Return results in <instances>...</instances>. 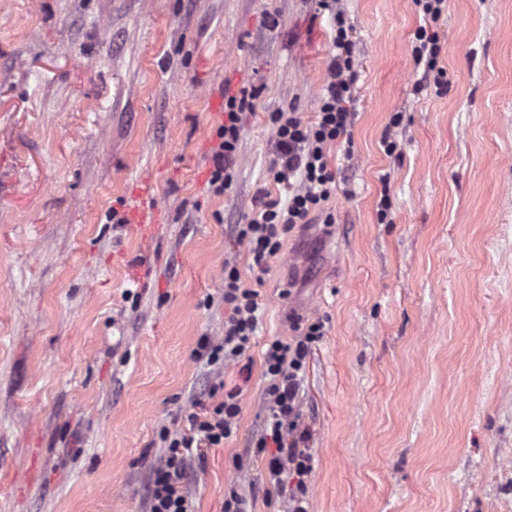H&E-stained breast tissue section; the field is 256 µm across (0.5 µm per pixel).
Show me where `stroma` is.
<instances>
[{"label": "stroma", "instance_id": "35a3bbf8", "mask_svg": "<svg viewBox=\"0 0 512 512\" xmlns=\"http://www.w3.org/2000/svg\"><path fill=\"white\" fill-rule=\"evenodd\" d=\"M338 6L357 81L353 152L330 151L336 222L290 233L259 284L232 227L286 195L267 115L314 116L316 0H0V512H147L160 428L222 383L242 390L238 430L192 461L194 512L230 488L287 512L249 443L266 343L314 319L312 512H512V0H448L420 91L414 0ZM245 87L216 196L215 130ZM145 187L146 233L126 220ZM228 257L263 318L219 377L193 352L224 334ZM253 94L243 88L239 95H225L224 122L218 126L216 136L219 139L212 149V170L208 179L210 192L214 195L224 194L234 182L240 123L242 114L252 106L249 98Z\"/></svg>", "mask_w": 512, "mask_h": 512}]
</instances>
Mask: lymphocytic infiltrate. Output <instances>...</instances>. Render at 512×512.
I'll return each instance as SVG.
<instances>
[{
    "label": "lymphocytic infiltrate",
    "mask_w": 512,
    "mask_h": 512,
    "mask_svg": "<svg viewBox=\"0 0 512 512\" xmlns=\"http://www.w3.org/2000/svg\"><path fill=\"white\" fill-rule=\"evenodd\" d=\"M329 12L334 35L327 66L326 84L318 97L312 120L299 113H269L273 132V160L270 173L288 196L280 200L262 196L246 223L235 225L234 236L243 245L257 275H265L270 261L281 254L284 240L297 225L320 214L323 224L336 221L328 202L336 196V174L330 150L348 138L352 114L346 107L353 96L356 73L349 39L350 27L336 0H318ZM446 0H415L424 23L415 34L413 59L416 67L433 72L441 47L432 25L440 18ZM250 93L224 98V121L218 126V143L212 149V170L208 179L211 193L224 194L234 182L241 117L250 109ZM224 336L201 337L194 351L196 360L223 370L250 352L260 320V294L247 287L234 261L224 263ZM324 335L322 322L309 323L301 336L267 343L262 354L267 384L263 391V424L250 446L263 459L268 486L285 494L288 512H310L308 487L304 481L312 470V458L300 448L295 431L301 417L300 385L315 345ZM240 387L225 390L223 397L193 400V410L183 428H162L159 440L164 448L151 467L149 512H192L185 488L186 464L200 449L220 448L237 432L241 413Z\"/></svg>",
    "instance_id": "obj_1"
}]
</instances>
